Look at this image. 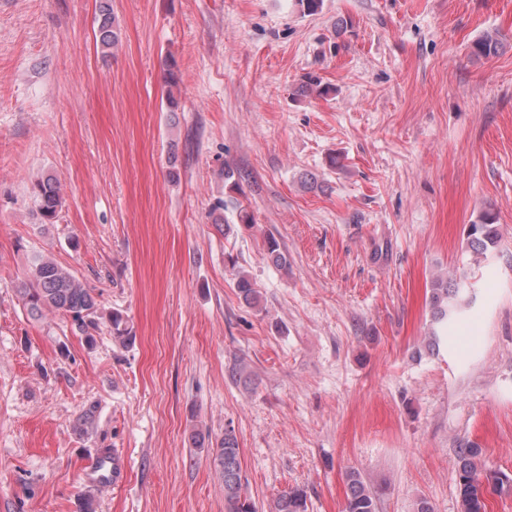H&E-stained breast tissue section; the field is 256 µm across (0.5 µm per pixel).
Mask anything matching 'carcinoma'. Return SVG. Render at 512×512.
<instances>
[{"instance_id":"1","label":"carcinoma","mask_w":512,"mask_h":512,"mask_svg":"<svg viewBox=\"0 0 512 512\" xmlns=\"http://www.w3.org/2000/svg\"><path fill=\"white\" fill-rule=\"evenodd\" d=\"M99 42L110 49L118 41L110 6L105 0L100 5ZM503 43L495 33H486L474 42L471 55L488 59L498 55ZM31 193L36 213L42 224H53L63 206L60 183L53 174L35 179ZM499 233L496 215L488 210L477 223L469 225L467 243L470 252L478 259H485L498 246ZM267 254L273 264L288 266V256L274 238L267 241ZM465 274L453 278L437 277L431 289L432 316L436 321L452 318L461 308L463 294L467 292L463 280ZM235 288L240 299L248 305L258 302L257 291L251 280L238 275ZM18 294L23 308L32 317L55 312L71 319L72 325L84 335L87 345L95 343L93 332L98 328L95 315L99 309L98 295L69 270L48 256H34L29 276ZM108 322L112 328V340L121 345L132 341L126 320L119 312H111ZM214 469L224 484L226 512H256L255 503L242 482L240 448L237 436L231 430L224 432L215 447L207 449ZM458 460L457 499L459 512H486V499L490 493H502L512 483L507 475L488 473L482 469L483 448L474 442H464L456 448ZM270 512H307V498L303 490L292 489L279 495L272 503ZM345 512H376V495L356 472L347 476Z\"/></svg>"}]
</instances>
